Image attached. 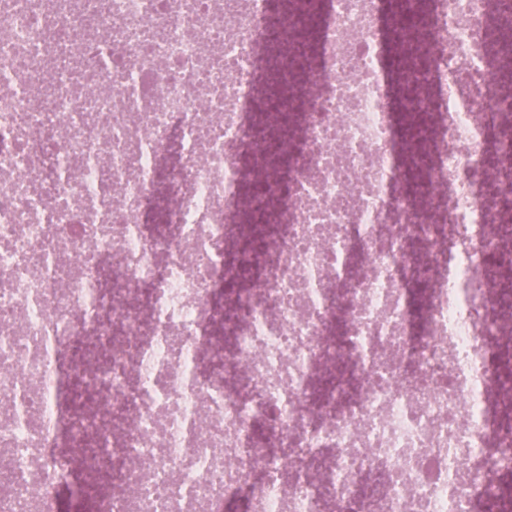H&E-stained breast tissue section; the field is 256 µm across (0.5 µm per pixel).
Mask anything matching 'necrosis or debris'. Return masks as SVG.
Here are the masks:
<instances>
[{
  "label": "necrosis or debris",
  "instance_id": "4bbe7bcc",
  "mask_svg": "<svg viewBox=\"0 0 512 512\" xmlns=\"http://www.w3.org/2000/svg\"><path fill=\"white\" fill-rule=\"evenodd\" d=\"M0 0V512H483L512 447L506 0ZM91 501L79 494L72 486L61 487L57 491L54 512H92Z\"/></svg>",
  "mask_w": 512,
  "mask_h": 512
}]
</instances>
